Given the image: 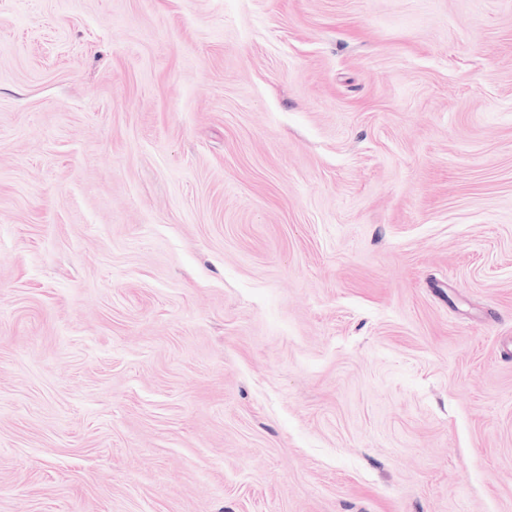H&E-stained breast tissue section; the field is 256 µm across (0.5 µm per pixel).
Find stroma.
Segmentation results:
<instances>
[{"label": "stroma", "instance_id": "35a3bbf8", "mask_svg": "<svg viewBox=\"0 0 512 512\" xmlns=\"http://www.w3.org/2000/svg\"><path fill=\"white\" fill-rule=\"evenodd\" d=\"M0 512H512V0H0Z\"/></svg>", "mask_w": 512, "mask_h": 512}]
</instances>
